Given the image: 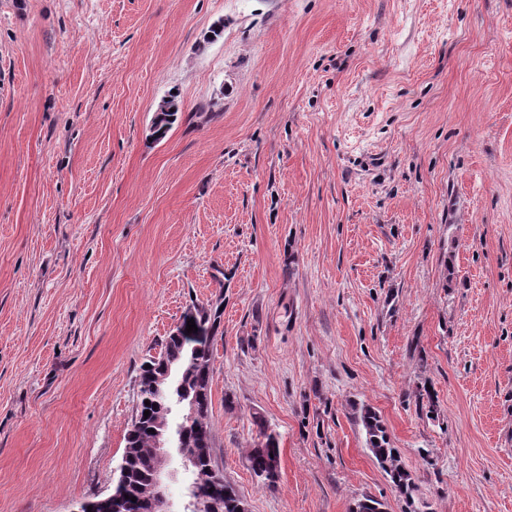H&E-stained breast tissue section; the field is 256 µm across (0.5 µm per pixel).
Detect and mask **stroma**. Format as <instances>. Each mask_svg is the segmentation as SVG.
<instances>
[{
	"instance_id": "35a3bbf8",
	"label": "stroma",
	"mask_w": 512,
	"mask_h": 512,
	"mask_svg": "<svg viewBox=\"0 0 512 512\" xmlns=\"http://www.w3.org/2000/svg\"><path fill=\"white\" fill-rule=\"evenodd\" d=\"M219 296L249 512H403L364 405L431 512H512V0H0V512L107 493ZM179 103L176 96L161 99L152 119L153 137L162 140L176 123L179 114ZM255 425L259 429V436L263 440L258 448H253L249 457V469L258 482L264 487H275L278 479V468L273 467V463L279 460L280 448L277 436L270 432L265 426L260 416H255ZM273 454V457H270Z\"/></svg>"
}]
</instances>
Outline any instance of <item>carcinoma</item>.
<instances>
[{"label":"carcinoma","instance_id":"cac0c4a2","mask_svg":"<svg viewBox=\"0 0 512 512\" xmlns=\"http://www.w3.org/2000/svg\"><path fill=\"white\" fill-rule=\"evenodd\" d=\"M178 114L179 103L175 96L161 99L152 119L153 137L157 140L165 138L176 123ZM222 306V297L205 305L195 303L189 306L183 321L194 320L201 335L188 344L178 333H171L162 343L159 355L147 360L150 367H140L137 400L126 434L123 459V490L130 496L123 512H138L137 503L131 498L139 500L151 492L157 437L166 433L164 426L170 425L173 407L180 402L185 410H194L192 420L183 419L178 424L182 451L188 455L189 484L201 494L210 492L223 499L222 512H248L243 497L234 485L224 480V475L214 465L209 422L212 345L221 333ZM147 400L150 401L148 405L145 404ZM146 411L150 416H144ZM359 422L368 448L404 498L407 512H429V504L414 496V481L399 456L394 454L395 448L381 416L366 406L360 411ZM255 425L263 440L248 457L249 469L259 483L271 488L276 486L278 479V470L273 463L279 460V441L274 433L268 431L261 417H255Z\"/></svg>","mask_w":512,"mask_h":512}]
</instances>
